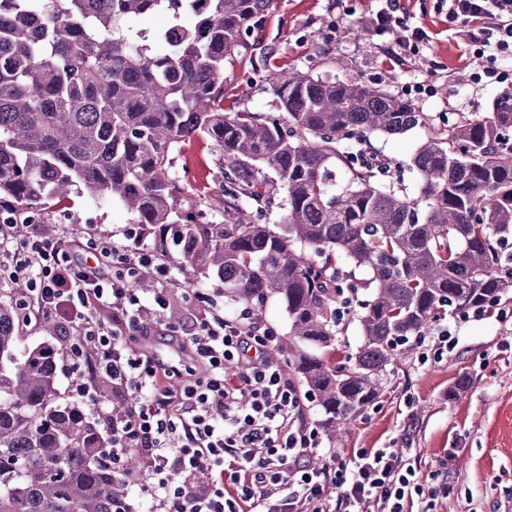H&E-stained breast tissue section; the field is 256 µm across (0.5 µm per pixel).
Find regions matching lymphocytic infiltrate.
<instances>
[{"label": "lymphocytic infiltrate", "mask_w": 512, "mask_h": 512, "mask_svg": "<svg viewBox=\"0 0 512 512\" xmlns=\"http://www.w3.org/2000/svg\"><path fill=\"white\" fill-rule=\"evenodd\" d=\"M449 21L472 24L481 51L512 56V0H448ZM389 33L395 56L419 55L429 41L424 28L409 23L399 0H381L373 19ZM169 263L142 238L117 245L93 237L38 232L16 239L15 227L0 224V276L22 281L17 301L22 319L55 318L63 347L81 375L110 381L115 391L137 395L135 406L112 419V476L121 492L115 512H137L131 489L149 499L150 512H405L415 497L435 498L423 489L401 458L383 450L363 452L355 468L338 460L316 469L308 458L320 447L316 428L303 419L306 396L278 369L271 331L249 314L226 316L200 291L184 300L205 309L182 327L188 356L202 376L171 390L180 369L136 351L148 335V319L162 320L171 289L159 281ZM149 283L140 293L139 283ZM112 312L121 332L110 331L96 314ZM112 322V323H113ZM139 469L122 461L130 451Z\"/></svg>", "instance_id": "f902f5d3"}]
</instances>
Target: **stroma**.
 Masks as SVG:
<instances>
[{
	"mask_svg": "<svg viewBox=\"0 0 512 512\" xmlns=\"http://www.w3.org/2000/svg\"><path fill=\"white\" fill-rule=\"evenodd\" d=\"M412 25L432 37L422 55L389 59V35L377 34L371 21L376 0H273L261 34L259 61L246 59L226 67L224 109L277 116L279 110L267 83L269 70H298L340 81H358L409 98L426 116L425 124L399 135L374 134L372 153L385 159V183L401 194L417 198L421 176L411 160L427 137L448 132L453 114L488 111L493 100L511 86L475 82L481 61L470 53V28L450 23L440 0H400ZM175 168L187 190H195L217 156L191 139L172 146ZM42 222L76 235L87 234L118 244L135 230L131 215L119 202H97L72 194L64 206L42 213ZM170 283L174 293L199 288L223 301L229 314L249 311L273 331L277 340L288 336L290 320L283 301L275 295L263 304L245 306L225 293L223 284L180 264L170 254ZM503 320L448 316L429 326L449 328L455 348L439 353L421 339L399 349L381 373L379 401L350 422L338 445L322 442L321 462L337 457L354 465L360 452L378 448L402 456L422 487L442 485L444 494L430 508L414 503L413 512H512V295L500 303ZM201 305L174 300L169 329L152 326L137 346L147 354L178 363L179 321L202 313ZM61 402H78L96 414L95 399L111 400V392L97 380H87L85 391L69 360L57 356Z\"/></svg>",
	"mask_w": 512,
	"mask_h": 512,
	"instance_id": "obj_1",
	"label": "stroma"
}]
</instances>
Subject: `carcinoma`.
Segmentation results:
<instances>
[{
    "label": "carcinoma",
    "instance_id": "carcinoma-1",
    "mask_svg": "<svg viewBox=\"0 0 512 512\" xmlns=\"http://www.w3.org/2000/svg\"><path fill=\"white\" fill-rule=\"evenodd\" d=\"M0 0V224H25L75 190L121 202L161 254L224 282L235 300L279 296L290 318L288 373L336 441L378 402L379 374L442 317L500 304L512 289V92L463 116L413 157L409 199L376 181L346 143L400 134L424 113L359 82L272 70L278 118L224 112L225 66L252 54L272 0ZM166 12L178 36L136 28ZM218 152L202 193L173 171L172 145ZM345 169L341 188L334 168ZM274 170L277 180L262 169ZM286 191L283 224L259 223ZM215 196L224 222L203 219ZM371 288L336 275V255ZM360 308L363 344L330 365L339 309ZM17 307L0 299V512H113L112 444L79 404L58 403L55 352L19 350Z\"/></svg>",
    "mask_w": 512,
    "mask_h": 512
}]
</instances>
